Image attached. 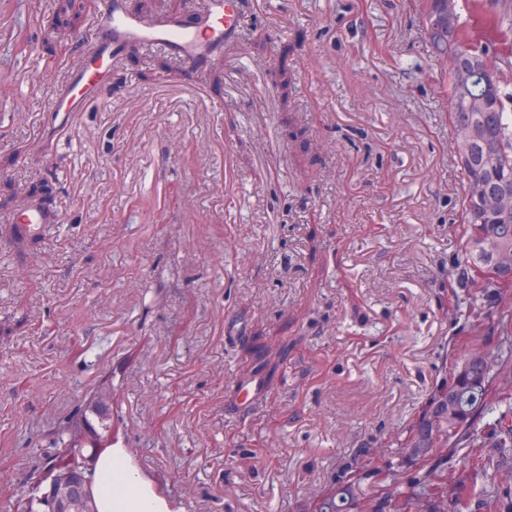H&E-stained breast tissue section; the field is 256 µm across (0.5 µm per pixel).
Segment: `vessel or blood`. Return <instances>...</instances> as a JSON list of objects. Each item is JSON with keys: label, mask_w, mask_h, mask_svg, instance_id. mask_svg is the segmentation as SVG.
Instances as JSON below:
<instances>
[{"label": "vessel or blood", "mask_w": 512, "mask_h": 512, "mask_svg": "<svg viewBox=\"0 0 512 512\" xmlns=\"http://www.w3.org/2000/svg\"><path fill=\"white\" fill-rule=\"evenodd\" d=\"M242 25L241 0H206L198 23L190 29L174 21L153 23L127 12L121 0H107L94 22V36L82 50L79 66L62 73L54 110L64 125L82 111L86 96L110 83L112 65L126 43L163 45L175 58L191 65L213 47L239 41ZM15 221L40 233L59 223L60 218L52 205L39 202L20 211Z\"/></svg>", "instance_id": "vessel-or-blood-1"}]
</instances>
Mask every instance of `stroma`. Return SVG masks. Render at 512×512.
Segmentation results:
<instances>
[{
  "label": "stroma",
  "mask_w": 512,
  "mask_h": 512,
  "mask_svg": "<svg viewBox=\"0 0 512 512\" xmlns=\"http://www.w3.org/2000/svg\"><path fill=\"white\" fill-rule=\"evenodd\" d=\"M295 75L213 52L203 70L139 45L60 137L45 133L52 0H0V232L52 178L60 222L0 251V512L99 372L112 375L142 485L185 512H303L360 448L380 466L471 343L446 267L465 183L442 62L417 0H244ZM297 345L239 413L240 340ZM448 461L462 512L512 499V454Z\"/></svg>",
  "instance_id": "obj_1"
}]
</instances>
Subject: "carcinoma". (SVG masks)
Segmentation results:
<instances>
[{"label": "carcinoma", "mask_w": 512, "mask_h": 512, "mask_svg": "<svg viewBox=\"0 0 512 512\" xmlns=\"http://www.w3.org/2000/svg\"><path fill=\"white\" fill-rule=\"evenodd\" d=\"M58 25L56 44L50 54H66L69 32L80 26L90 14L101 10L100 0H53ZM480 24L488 29L512 27V0H489V8L478 16ZM454 44L461 56L478 55L504 74L512 69V41L508 52L501 53L496 43L470 34L463 22H458ZM443 84L448 92V117L453 144L461 156L460 168L466 180L479 173L512 186V95L498 87V105L488 112H472L470 98L484 96L479 83L472 85L470 96L458 92L454 63L446 61ZM461 216L460 239L448 259V275L458 288L457 302L452 318L464 313L474 337L500 336L498 344L489 348L478 342L460 356L454 373L441 378L425 403L422 416L409 428L400 443L401 460L397 467L381 472L374 461L383 453L381 448H366L359 457L349 459L342 476L332 490L313 503L311 512H448V448H482L484 441L476 425L494 412L493 399L512 392V334L508 324L492 319L490 309L498 307L512 294V219H504L495 210H489L464 186L458 199ZM37 238L21 225H15L4 242L22 253L35 244ZM286 342L272 339L258 341L253 337L245 348L252 356L246 364L247 372L258 374L268 382L278 377L280 366L288 356ZM85 419L96 421L103 432L101 444L90 453L81 449L83 429L72 426L60 417L57 428L61 434H52L47 444L37 441L32 452L38 455L34 470L55 469L56 458L49 449L56 448L71 456L74 465L83 464L86 456L93 459V500L91 512L103 510L106 464L112 463V473L123 471V461L113 456L108 434L112 433V418L87 414ZM497 433L495 447L512 448V416L503 413L494 420ZM419 466L412 477L402 467ZM12 512H47L30 490L23 491L12 503Z\"/></svg>", "instance_id": "1"}]
</instances>
